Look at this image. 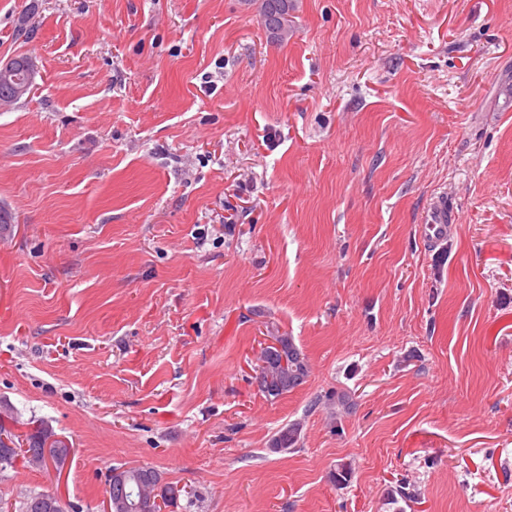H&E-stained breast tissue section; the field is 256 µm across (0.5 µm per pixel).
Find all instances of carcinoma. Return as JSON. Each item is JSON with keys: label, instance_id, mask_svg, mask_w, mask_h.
I'll use <instances>...</instances> for the list:
<instances>
[{"label": "carcinoma", "instance_id": "1", "mask_svg": "<svg viewBox=\"0 0 512 512\" xmlns=\"http://www.w3.org/2000/svg\"><path fill=\"white\" fill-rule=\"evenodd\" d=\"M293 9L292 0H261L260 18L271 39L282 42L288 37V15ZM273 339L279 347L263 346L257 358L255 382L258 390L269 399H276L300 386L309 375V363L288 333H277ZM18 422L16 413L9 412L0 420V448L12 449L14 456L28 458L29 452L44 447V430L35 429L23 435L12 431L11 424ZM299 426L293 424L274 436L269 443L273 452H283L298 441ZM124 483L113 482L109 494L114 501L132 502L137 498L139 484L149 478H159L161 473L148 465L120 467ZM51 498L48 493H33L22 504V512H44L43 505Z\"/></svg>", "mask_w": 512, "mask_h": 512}]
</instances>
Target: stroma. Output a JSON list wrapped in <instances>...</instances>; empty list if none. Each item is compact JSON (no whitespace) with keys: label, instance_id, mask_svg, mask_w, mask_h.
Returning <instances> with one entry per match:
<instances>
[{"label":"stroma","instance_id":"obj_1","mask_svg":"<svg viewBox=\"0 0 512 512\" xmlns=\"http://www.w3.org/2000/svg\"><path fill=\"white\" fill-rule=\"evenodd\" d=\"M289 25L0 0V62L38 67L0 110V402L72 446L0 470L11 512H102L133 465L185 486L165 512H512V0H295ZM273 329L310 373L270 400ZM421 234L430 245H438L448 237L452 224L448 214V197L434 199L425 210Z\"/></svg>","mask_w":512,"mask_h":512}]
</instances>
